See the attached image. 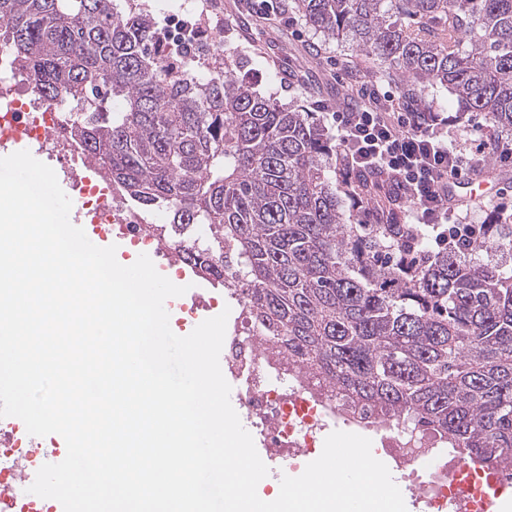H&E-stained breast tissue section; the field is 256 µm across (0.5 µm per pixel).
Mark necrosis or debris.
I'll return each mask as SVG.
<instances>
[{
    "label": "necrosis or debris",
    "mask_w": 512,
    "mask_h": 512,
    "mask_svg": "<svg viewBox=\"0 0 512 512\" xmlns=\"http://www.w3.org/2000/svg\"><path fill=\"white\" fill-rule=\"evenodd\" d=\"M74 120L65 101L40 98L11 54L0 48V146L31 142L65 166L77 165L85 154L70 137ZM74 190L81 211L101 232L123 235L157 256L174 253L163 223L131 206L110 183L80 179ZM233 311L223 344L224 374L259 439L263 462L300 467L334 426L371 433L376 454L411 482L424 512H489L487 498L496 477L467 467L464 454L449 447L446 436L404 418L383 419L374 408L352 402L261 335L243 298H236ZM46 446V438L29 435L19 418H0V512H58L56 503L27 491V477L37 473Z\"/></svg>",
    "instance_id": "1"
}]
</instances>
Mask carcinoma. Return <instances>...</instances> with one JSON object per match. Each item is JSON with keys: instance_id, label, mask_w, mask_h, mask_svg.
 Here are the masks:
<instances>
[{"instance_id": "obj_1", "label": "carcinoma", "mask_w": 512, "mask_h": 512, "mask_svg": "<svg viewBox=\"0 0 512 512\" xmlns=\"http://www.w3.org/2000/svg\"><path fill=\"white\" fill-rule=\"evenodd\" d=\"M305 25L512 127V0H292ZM469 36L463 46L461 35ZM34 89L78 111L72 134L139 210L165 214L180 259L234 288L304 366L387 419L407 418L512 480V244L481 224L471 254L428 255L401 224H349L336 146L310 113L224 68L159 58L123 0H0V45Z\"/></svg>"}]
</instances>
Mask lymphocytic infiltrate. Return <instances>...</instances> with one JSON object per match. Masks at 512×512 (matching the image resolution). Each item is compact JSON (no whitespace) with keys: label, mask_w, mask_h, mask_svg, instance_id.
<instances>
[{"label":"lymphocytic infiltrate","mask_w":512,"mask_h":512,"mask_svg":"<svg viewBox=\"0 0 512 512\" xmlns=\"http://www.w3.org/2000/svg\"><path fill=\"white\" fill-rule=\"evenodd\" d=\"M357 106L336 111L338 155L347 171L369 170L376 190L407 199L410 225L425 229L432 246L464 247L471 226L448 201V183L478 173L489 157L512 160V130L491 140L474 133L454 144V120L415 100H396L372 80L354 86Z\"/></svg>","instance_id":"1"}]
</instances>
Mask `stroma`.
Wrapping results in <instances>:
<instances>
[{"label":"stroma","instance_id":"obj_1","mask_svg":"<svg viewBox=\"0 0 512 512\" xmlns=\"http://www.w3.org/2000/svg\"><path fill=\"white\" fill-rule=\"evenodd\" d=\"M215 37L235 51L241 61L239 76L250 77L259 95L297 104L328 132H335L336 126L323 118L319 104L333 111L344 108L357 78L383 82L398 93L432 102L435 111L457 117V142H465L475 126L490 138L499 132L488 115L465 110L447 89H417L358 50L315 34L295 10L260 14L253 11L250 0H213L196 39L197 55H206Z\"/></svg>","mask_w":512,"mask_h":512}]
</instances>
